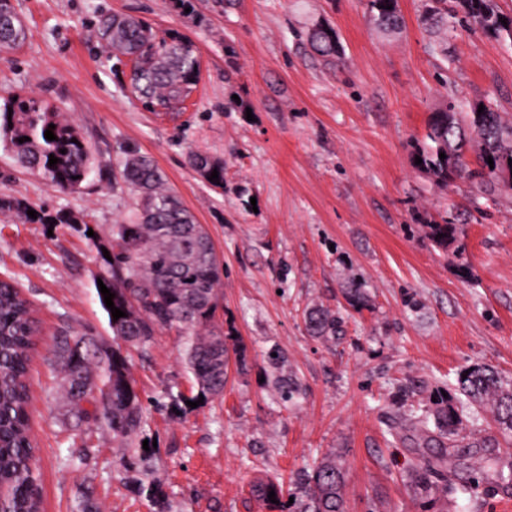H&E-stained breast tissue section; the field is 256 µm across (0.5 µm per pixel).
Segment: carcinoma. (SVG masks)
Segmentation results:
<instances>
[{"label": "carcinoma", "instance_id": "cac0c4a2", "mask_svg": "<svg viewBox=\"0 0 512 512\" xmlns=\"http://www.w3.org/2000/svg\"><path fill=\"white\" fill-rule=\"evenodd\" d=\"M374 24L382 31L400 28L398 0H367ZM0 49L13 48L24 39V29L10 0H0ZM462 29L480 32L512 45V16L504 14L496 0H426L424 21L446 26L448 19ZM315 25L306 34L311 49L330 60L339 56L336 35ZM97 32L104 48L118 60L136 61L133 93L164 108L184 101L195 84L199 60L194 45L176 32L158 34L142 20L116 13L100 15ZM461 111L454 102L430 114L424 141L416 146L419 168L437 183L448 185L468 179L479 189L491 191L502 185L512 189V122L489 105ZM55 125L56 139L44 133ZM27 138L20 143L18 139ZM0 143L11 151L17 165L41 175L55 191L80 192L93 169V154L61 111L43 98L9 95L0 104ZM66 153H60V150ZM445 154L440 159L439 154ZM58 163L49 165V155ZM493 159L489 165L487 159ZM191 166L209 178L218 171L224 186V163L205 154L189 155ZM122 182L130 191L126 214L112 225L103 268L96 278L115 294L114 306L126 316L113 319L105 309L114 336L112 351L89 350L80 339L65 338L56 357L62 373V397L78 419H91L112 432V438L129 440L141 427L143 406L130 377L121 344L137 348L151 345L157 330L177 328L185 339V358L199 394L224 393L228 348L224 333L215 326L222 263L204 225L197 222L181 197L166 187L154 161L133 150L123 151L119 165ZM19 199L0 196V212L12 213L33 223L75 224L65 211L40 212L33 219ZM428 236L439 245L456 241L458 225L428 224ZM307 330L314 336L336 334V314L315 306L305 313ZM36 322L30 302L8 280H0V499L5 512H41L34 493L37 463L30 434L29 396L26 376L34 346ZM108 390L102 405L96 392ZM490 409L501 432L512 438V383L492 369L477 366L465 371L448 393L447 401L428 412L411 406L405 420L425 446L439 452L415 469V478L426 480L440 474L446 456L459 457L468 448H494L496 440L479 437L475 404ZM343 473L328 460L313 468L294 496L293 512H343ZM253 493L268 500L284 496L283 486L258 482Z\"/></svg>", "mask_w": 512, "mask_h": 512}]
</instances>
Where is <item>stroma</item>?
<instances>
[{"label": "stroma", "instance_id": "obj_1", "mask_svg": "<svg viewBox=\"0 0 512 512\" xmlns=\"http://www.w3.org/2000/svg\"><path fill=\"white\" fill-rule=\"evenodd\" d=\"M11 3L26 37L0 50V96L54 101L95 167L80 193L62 195L0 147V196L78 218L50 228L0 213V274L38 320L29 391L41 512H77L84 489L103 512H288L253 484L294 487L327 457L342 468L344 512H512V482L486 464L512 457V446L446 461L456 483L482 486L450 494L437 478L412 482L433 451L391 422L465 369L512 380V191L443 187L412 161L430 113L448 101L490 99L512 114V45L430 28L421 0H399L396 33L375 27L366 0H193L187 13L173 0ZM103 11L193 43L200 76L182 112H151L133 97L127 67L97 37ZM316 24L335 30L338 62L311 52ZM443 37L445 55L433 49ZM125 148L150 156L208 229L224 265L216 316L229 335L224 395L200 404L176 330L128 349L144 422L127 443L68 413L53 353L65 335L112 346L90 237L124 215ZM192 150L223 162V189L190 166ZM443 221L460 226L463 258L427 237ZM354 279L361 306L346 297ZM314 306L340 317L336 335L307 331ZM288 376L300 384L290 403L278 390ZM139 482L155 485V498Z\"/></svg>", "mask_w": 512, "mask_h": 512}]
</instances>
